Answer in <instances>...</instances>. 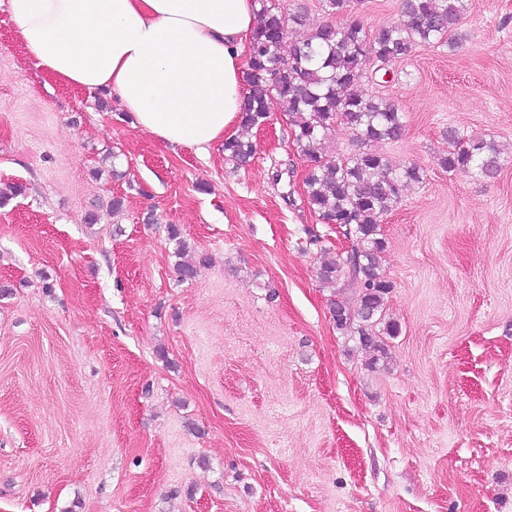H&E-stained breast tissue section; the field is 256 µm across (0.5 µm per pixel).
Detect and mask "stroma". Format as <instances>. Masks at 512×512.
I'll use <instances>...</instances> for the list:
<instances>
[{
	"mask_svg": "<svg viewBox=\"0 0 512 512\" xmlns=\"http://www.w3.org/2000/svg\"><path fill=\"white\" fill-rule=\"evenodd\" d=\"M466 6L457 51L362 85L422 171L380 224L400 333L375 366L329 313L340 233L287 114L244 166L171 149L0 12V512H512V0ZM452 128L508 154L495 178L442 166ZM172 225L211 257L195 279Z\"/></svg>",
	"mask_w": 512,
	"mask_h": 512,
	"instance_id": "obj_1",
	"label": "stroma"
}]
</instances>
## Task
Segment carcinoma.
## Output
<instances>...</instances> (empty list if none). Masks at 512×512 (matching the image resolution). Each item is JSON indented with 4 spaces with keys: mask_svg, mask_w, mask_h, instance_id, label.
Segmentation results:
<instances>
[{
    "mask_svg": "<svg viewBox=\"0 0 512 512\" xmlns=\"http://www.w3.org/2000/svg\"><path fill=\"white\" fill-rule=\"evenodd\" d=\"M259 22L248 47L243 123L258 126L273 106L287 113L293 142L307 165L303 202L323 224H340L351 249L321 262L317 277L326 288L358 285L354 303L334 300L330 314L336 329L359 339L373 352V362L387 358L385 337L399 333L386 309L392 285L381 259L386 241L381 218L395 207L405 186L421 179L415 164L396 167L377 145L403 138L405 124L395 104L360 90L368 64L394 63L418 46L454 48L464 0H401L400 18L367 31L354 17L352 0H325L328 14L340 26L324 24L305 34L302 8L287 11L279 0H255ZM289 50L283 51L285 42ZM350 127L355 152L336 156L326 144L336 123ZM448 155L442 165L450 172L491 178L501 166V152L482 139L448 130ZM224 152L239 166L256 152L248 137L224 142ZM176 271L183 281L196 277L209 256L189 246L172 226Z\"/></svg>",
    "mask_w": 512,
    "mask_h": 512,
    "instance_id": "1",
    "label": "carcinoma"
}]
</instances>
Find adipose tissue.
Instances as JSON below:
<instances>
[{"instance_id": "obj_1", "label": "adipose tissue", "mask_w": 512, "mask_h": 512, "mask_svg": "<svg viewBox=\"0 0 512 512\" xmlns=\"http://www.w3.org/2000/svg\"><path fill=\"white\" fill-rule=\"evenodd\" d=\"M35 67L106 89L160 143L207 154L240 129L254 0H0Z\"/></svg>"}]
</instances>
